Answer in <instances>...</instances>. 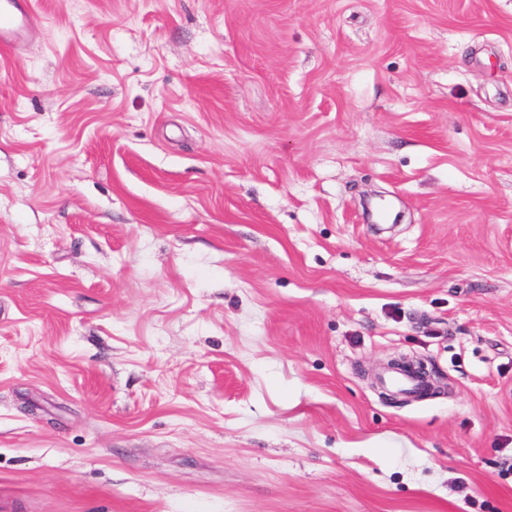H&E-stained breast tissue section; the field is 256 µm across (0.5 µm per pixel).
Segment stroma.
<instances>
[{
    "label": "stroma",
    "mask_w": 512,
    "mask_h": 512,
    "mask_svg": "<svg viewBox=\"0 0 512 512\" xmlns=\"http://www.w3.org/2000/svg\"><path fill=\"white\" fill-rule=\"evenodd\" d=\"M31 2L0 512H512V0Z\"/></svg>",
    "instance_id": "stroma-1"
}]
</instances>
